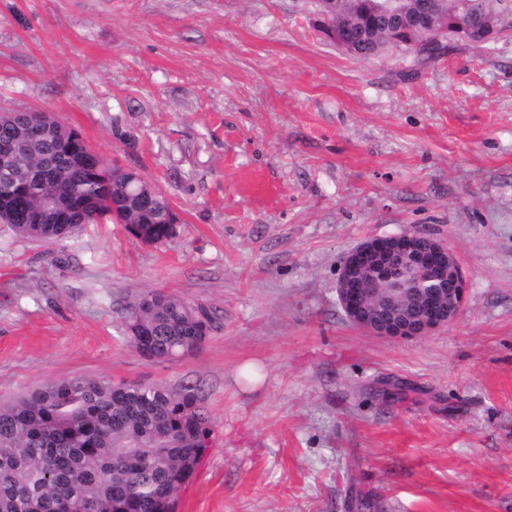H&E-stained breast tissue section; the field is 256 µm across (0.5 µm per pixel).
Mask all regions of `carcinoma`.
Masks as SVG:
<instances>
[{"mask_svg": "<svg viewBox=\"0 0 512 512\" xmlns=\"http://www.w3.org/2000/svg\"><path fill=\"white\" fill-rule=\"evenodd\" d=\"M448 26L467 13L472 25L500 24L512 0H447ZM331 31L375 56L392 28H380L371 0H339ZM30 112L13 111L0 121V141L29 125ZM49 165L56 179L36 190L30 172ZM12 214L0 219L23 238L54 244L83 224L110 217L136 238L161 243L175 225L161 216L171 207L154 190L140 203L112 166L92 152L74 129L47 114L42 131L14 171ZM68 203L66 223L33 205L39 195ZM208 329L214 313L201 304L160 290L141 294L130 306V345L158 361L200 350L199 318ZM214 430L194 389L171 392L159 385L64 378L0 404V512H174L175 498L200 469Z\"/></svg>", "mask_w": 512, "mask_h": 512, "instance_id": "cac0c4a2", "label": "carcinoma"}]
</instances>
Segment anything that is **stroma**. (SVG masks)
<instances>
[{"mask_svg":"<svg viewBox=\"0 0 512 512\" xmlns=\"http://www.w3.org/2000/svg\"><path fill=\"white\" fill-rule=\"evenodd\" d=\"M317 0H0V109L137 168L161 244L0 224V400L86 377L193 386L214 422L176 512H512V20L483 46L363 58ZM447 241L462 314L411 340L337 300L365 238ZM220 320L196 353L128 343L140 294Z\"/></svg>","mask_w":512,"mask_h":512,"instance_id":"obj_1","label":"stroma"}]
</instances>
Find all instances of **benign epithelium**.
I'll use <instances>...</instances> for the list:
<instances>
[{"label":"benign epithelium","instance_id":"7a95c632","mask_svg":"<svg viewBox=\"0 0 512 512\" xmlns=\"http://www.w3.org/2000/svg\"><path fill=\"white\" fill-rule=\"evenodd\" d=\"M373 12L399 25L427 30L431 46L448 41L439 0H375ZM33 132L35 129L30 127L17 140L0 143L4 185L11 184L21 143ZM405 268L415 272L414 290L420 298V309L410 317L385 315L382 307L386 300L380 285L394 280V273ZM467 292L466 278L448 243L419 231L362 240L343 257L337 281L338 301L348 321L368 334L388 339L426 336L455 321Z\"/></svg>","mask_w":512,"mask_h":512}]
</instances>
